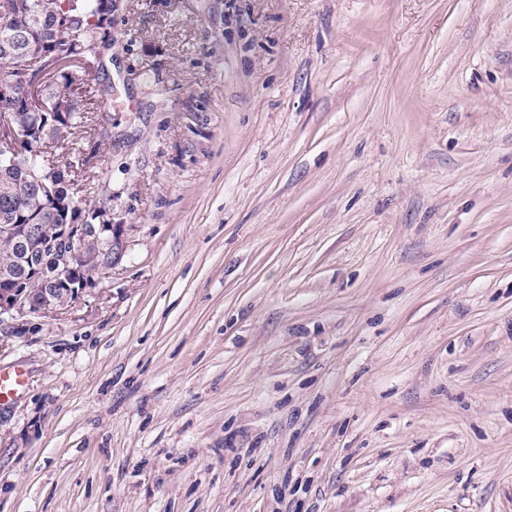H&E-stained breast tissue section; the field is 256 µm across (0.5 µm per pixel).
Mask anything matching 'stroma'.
<instances>
[{
  "label": "stroma",
  "instance_id": "stroma-1",
  "mask_svg": "<svg viewBox=\"0 0 512 512\" xmlns=\"http://www.w3.org/2000/svg\"><path fill=\"white\" fill-rule=\"evenodd\" d=\"M88 84L0 512H512V0H120Z\"/></svg>",
  "mask_w": 512,
  "mask_h": 512
}]
</instances>
